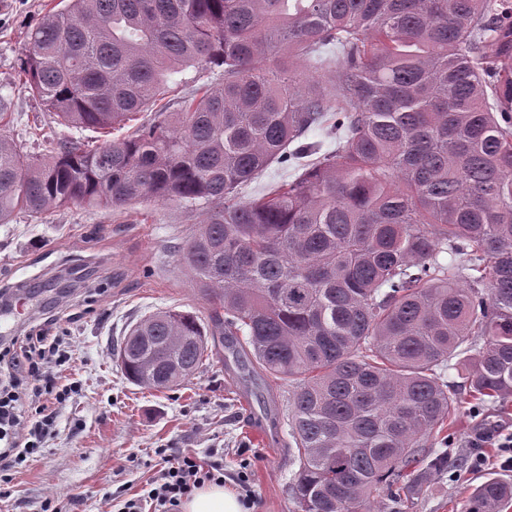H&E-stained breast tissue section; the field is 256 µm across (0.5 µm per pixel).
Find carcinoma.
<instances>
[{
	"instance_id": "1",
	"label": "carcinoma",
	"mask_w": 512,
	"mask_h": 512,
	"mask_svg": "<svg viewBox=\"0 0 512 512\" xmlns=\"http://www.w3.org/2000/svg\"><path fill=\"white\" fill-rule=\"evenodd\" d=\"M60 2L29 33L25 88L68 126L150 117L42 159L0 135V224L75 204L202 208L177 253L208 320L139 319L121 370L171 390L224 337L288 382L295 512L380 494L398 512L416 468H448V369L478 405L512 401V0ZM210 64L224 82L168 111L169 75ZM315 128L335 148L307 140ZM273 163L302 172L239 197ZM511 503L512 482L489 478L461 512Z\"/></svg>"
}]
</instances>
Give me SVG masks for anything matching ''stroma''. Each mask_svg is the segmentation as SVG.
Returning <instances> with one entry per match:
<instances>
[{
	"mask_svg": "<svg viewBox=\"0 0 512 512\" xmlns=\"http://www.w3.org/2000/svg\"><path fill=\"white\" fill-rule=\"evenodd\" d=\"M47 2L0 0V97L11 110L0 134L33 156L48 155L67 139L92 145L103 139L99 130L58 123L17 80L28 32ZM202 217L199 210L151 202L121 214L79 205L35 219L18 212L0 224V297L30 288L33 316L56 317L51 333L66 356L60 383L72 390L41 453L13 473L0 512H43L49 498L60 512H120L151 490L161 450L171 459L189 451L202 462H220L225 487L249 486L255 512H293L290 485L298 464L281 381L245 380L227 350L213 349L189 382L160 392L129 382L113 358L130 326L150 313L172 307L207 315L209 301L175 253ZM459 394L449 467L415 472L400 492L401 512H460L485 477L512 480L494 442L474 445L480 433L512 431V412L476 410L467 389ZM478 452L488 464L474 469Z\"/></svg>",
	"mask_w": 512,
	"mask_h": 512,
	"instance_id": "35a3bbf8",
	"label": "stroma"
}]
</instances>
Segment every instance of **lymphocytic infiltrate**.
I'll return each mask as SVG.
<instances>
[{
    "label": "lymphocytic infiltrate",
    "mask_w": 512,
    "mask_h": 512,
    "mask_svg": "<svg viewBox=\"0 0 512 512\" xmlns=\"http://www.w3.org/2000/svg\"><path fill=\"white\" fill-rule=\"evenodd\" d=\"M47 324L0 343V495L7 494L10 473L40 451L55 421V407L66 401L51 372L63 363L59 340L48 337ZM160 484L147 494L152 512H181L184 500L208 483L223 484L224 468L202 464L192 454L161 466Z\"/></svg>",
    "instance_id": "f902f5d3"
}]
</instances>
